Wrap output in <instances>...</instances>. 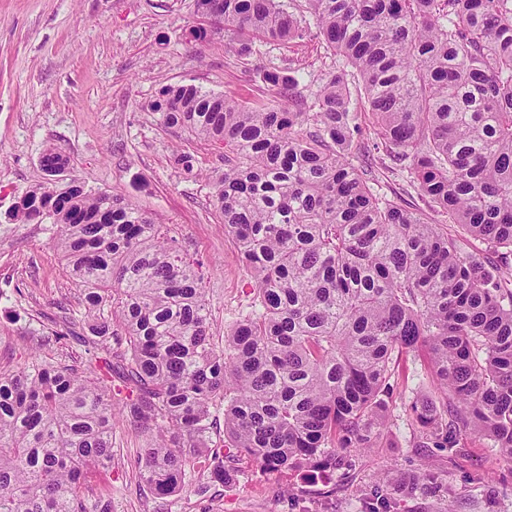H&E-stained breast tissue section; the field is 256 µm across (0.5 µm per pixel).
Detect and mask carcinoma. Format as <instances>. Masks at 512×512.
I'll list each match as a JSON object with an SVG mask.
<instances>
[{"label":"carcinoma","mask_w":512,"mask_h":512,"mask_svg":"<svg viewBox=\"0 0 512 512\" xmlns=\"http://www.w3.org/2000/svg\"><path fill=\"white\" fill-rule=\"evenodd\" d=\"M234 41L323 43L355 69L365 111L417 194L501 255L492 266L415 209L372 191L350 160L364 132L346 73L263 71L282 104L162 87L166 128L223 149L212 206L254 279L253 310L216 345L203 262L170 224L109 192L46 182L11 219L52 220L96 350L82 366L36 355L0 369V512H112L88 472L112 468V422L145 439L140 477L176 495L195 467L333 474L390 422L399 356L422 349L436 392L410 408L417 448L472 427L512 461V0H209ZM116 376L112 391L97 370ZM224 439L213 440L216 403Z\"/></svg>","instance_id":"cac0c4a2"}]
</instances>
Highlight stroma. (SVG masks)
<instances>
[{
  "instance_id": "obj_1",
  "label": "stroma",
  "mask_w": 512,
  "mask_h": 512,
  "mask_svg": "<svg viewBox=\"0 0 512 512\" xmlns=\"http://www.w3.org/2000/svg\"><path fill=\"white\" fill-rule=\"evenodd\" d=\"M197 22L194 0H0V366L26 361L35 332L80 316V290L50 243L48 224L8 218L21 196L46 182L41 157L50 147L67 160L62 181L120 194L175 225L206 263L216 340L251 311V274L211 205L208 175L219 163L218 150L162 127L149 104L163 86L192 83L274 105L278 95L264 83L263 67L286 68L301 88L313 90L321 74L344 62L314 32L297 42L261 45L245 59L220 33L201 45L187 42L185 30ZM177 152L195 156V175L174 166ZM354 162L372 168L376 194L418 209L457 235L464 250L484 251L417 194L384 150ZM431 390L424 353L408 354L381 446L354 453L347 470L312 482L251 466L223 486L193 470L187 475L192 491L172 497L140 495L136 460L144 440L119 419L112 428V469L92 475L87 488L111 494L112 512H370L383 495L389 512H512V462L472 429H464L466 445L455 453L414 447L407 408ZM423 468L434 474L433 483L403 494Z\"/></svg>"
}]
</instances>
